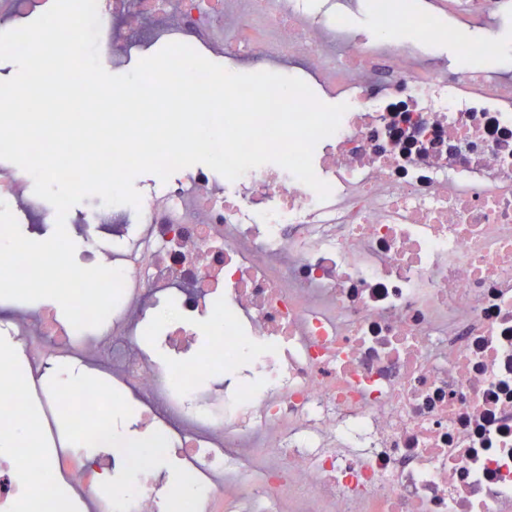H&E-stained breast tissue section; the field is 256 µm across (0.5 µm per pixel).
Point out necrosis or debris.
<instances>
[{
    "mask_svg": "<svg viewBox=\"0 0 512 512\" xmlns=\"http://www.w3.org/2000/svg\"><path fill=\"white\" fill-rule=\"evenodd\" d=\"M98 14L113 65L181 42L346 100L313 157L332 193L276 164L234 181L207 167L139 207L96 204L112 245L94 261L123 270V293L82 338L53 307L11 301L0 320L28 383L0 381V415L22 430L32 404L48 418L72 406L105 429L97 391L32 387L70 357L135 399L160 444L86 459L49 433L22 479L0 453V512L29 490L54 512L62 479L88 512H165L188 487L191 512H285L288 489L299 512H512V77L431 57L464 25L486 36L460 55L493 50L512 0H403L371 40L306 0H98ZM405 26L417 41L398 39ZM29 181L1 163L0 200L47 222ZM164 313L146 351L138 337ZM213 367L223 383L199 384ZM172 453L188 485L165 493Z\"/></svg>",
    "mask_w": 512,
    "mask_h": 512,
    "instance_id": "necrosis-or-debris-1",
    "label": "necrosis or debris"
}]
</instances>
